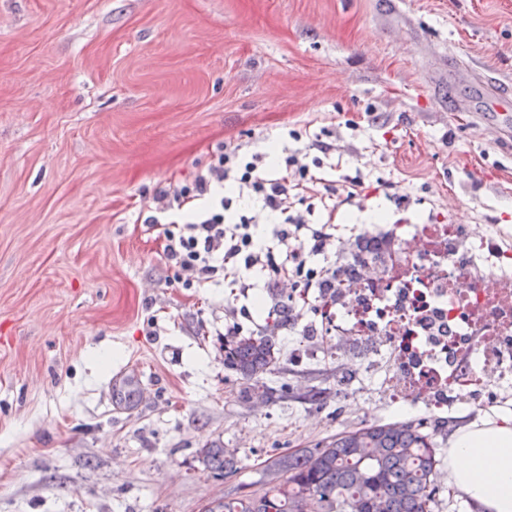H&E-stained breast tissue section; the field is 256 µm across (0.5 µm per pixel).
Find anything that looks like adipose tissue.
<instances>
[{"mask_svg":"<svg viewBox=\"0 0 512 512\" xmlns=\"http://www.w3.org/2000/svg\"><path fill=\"white\" fill-rule=\"evenodd\" d=\"M448 484L475 512H512V414L480 418L448 443Z\"/></svg>","mask_w":512,"mask_h":512,"instance_id":"1","label":"adipose tissue"}]
</instances>
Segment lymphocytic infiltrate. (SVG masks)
<instances>
[{
	"instance_id": "lymphocytic-infiltrate-1",
	"label": "lymphocytic infiltrate",
	"mask_w": 512,
	"mask_h": 512,
	"mask_svg": "<svg viewBox=\"0 0 512 512\" xmlns=\"http://www.w3.org/2000/svg\"><path fill=\"white\" fill-rule=\"evenodd\" d=\"M330 144L314 140L309 147L286 154L284 169L269 173L266 155L245 156L240 145L218 146L214 161L195 174L190 183L164 192L161 204L146 221L165 225L163 253L178 284L201 288L224 282L230 302L241 314L269 292L278 298L285 286L308 275L313 297L324 294L336 278L335 262L314 267L310 256L325 255L336 245L333 221L315 224L297 211V203L320 192L322 180L314 170ZM257 195L275 225L264 239H256L257 217L231 218L232 198L218 196L224 185Z\"/></svg>"
}]
</instances>
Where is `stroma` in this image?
<instances>
[{"label":"stroma","mask_w":512,"mask_h":512,"mask_svg":"<svg viewBox=\"0 0 512 512\" xmlns=\"http://www.w3.org/2000/svg\"><path fill=\"white\" fill-rule=\"evenodd\" d=\"M477 74L512 85V0H0V512H204L280 455L416 421L343 393L361 349L293 363L298 324L277 399L243 397L223 284L174 283L145 219L218 144L318 138L337 243L401 214L512 235ZM125 368L144 399L114 392ZM214 442L235 476L201 462Z\"/></svg>","instance_id":"35a3bbf8"}]
</instances>
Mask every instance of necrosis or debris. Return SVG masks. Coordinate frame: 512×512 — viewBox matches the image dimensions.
Returning <instances> with one entry per match:
<instances>
[{
  "instance_id": "necrosis-or-debris-1",
  "label": "necrosis or debris",
  "mask_w": 512,
  "mask_h": 512,
  "mask_svg": "<svg viewBox=\"0 0 512 512\" xmlns=\"http://www.w3.org/2000/svg\"><path fill=\"white\" fill-rule=\"evenodd\" d=\"M391 260L363 267L345 300L324 305L302 285L285 304L309 303L305 335L329 337L337 357L368 347L365 372L384 399L423 397L430 413L512 399V241L467 224L392 225Z\"/></svg>"
}]
</instances>
